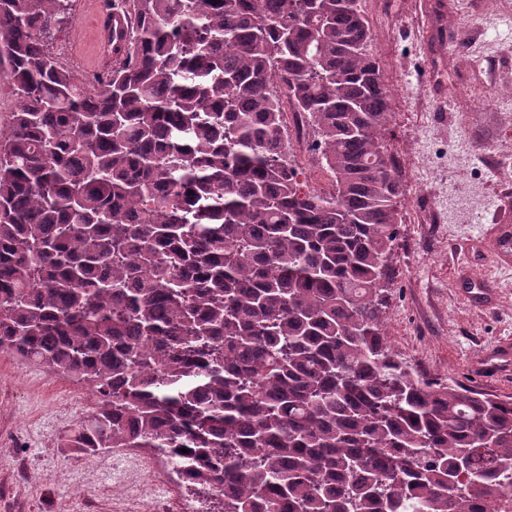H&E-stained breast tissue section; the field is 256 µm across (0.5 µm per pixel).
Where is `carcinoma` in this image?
Listing matches in <instances>:
<instances>
[{"label": "carcinoma", "instance_id": "1", "mask_svg": "<svg viewBox=\"0 0 512 512\" xmlns=\"http://www.w3.org/2000/svg\"><path fill=\"white\" fill-rule=\"evenodd\" d=\"M105 6L90 86L47 46L73 0H0V349L92 391L64 447L174 448L222 512H512V399L384 341L402 184L360 0ZM124 27V20L116 15L115 20L110 18L103 19L95 30L96 49L94 61L101 65L112 63V39L119 28ZM287 121L285 123V139L293 152V157L299 165L298 160L302 158L307 150L308 140L311 136V128L303 112H297L291 101H285Z\"/></svg>", "mask_w": 512, "mask_h": 512}]
</instances>
